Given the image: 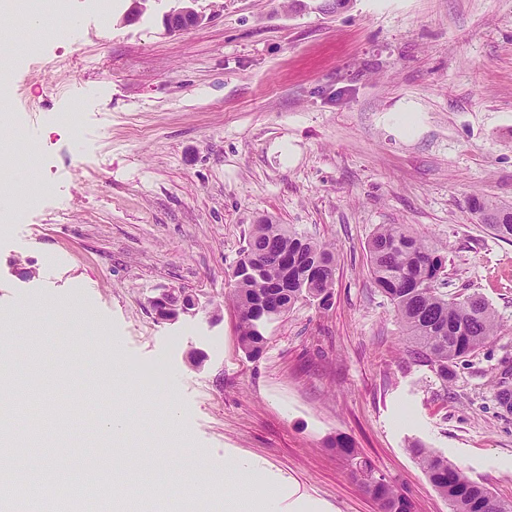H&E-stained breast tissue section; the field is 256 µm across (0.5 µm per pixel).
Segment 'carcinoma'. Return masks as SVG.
Segmentation results:
<instances>
[{"label": "carcinoma", "instance_id": "1", "mask_svg": "<svg viewBox=\"0 0 512 512\" xmlns=\"http://www.w3.org/2000/svg\"><path fill=\"white\" fill-rule=\"evenodd\" d=\"M470 211L496 236L512 241V206L470 197ZM374 284L391 301L403 329L402 347L416 363L448 382L449 366L466 361L501 329L499 317L483 297L450 300L440 290L446 249L414 233L406 224H381L367 244ZM333 248L300 235L288 224L253 225L234 271L233 304L239 313V339L259 354L266 342L258 325L283 316L301 300L327 307L335 283ZM451 512H512L459 466L417 441L409 446ZM336 451L347 456L355 477L378 502L380 512H413L410 498L395 483L376 475L343 440Z\"/></svg>", "mask_w": 512, "mask_h": 512}]
</instances>
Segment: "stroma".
<instances>
[{"label":"stroma","mask_w":512,"mask_h":512,"mask_svg":"<svg viewBox=\"0 0 512 512\" xmlns=\"http://www.w3.org/2000/svg\"><path fill=\"white\" fill-rule=\"evenodd\" d=\"M94 12L69 0L67 33L0 56V158L52 192L0 234V314L81 296L77 320L14 323L15 391L32 379L46 447L105 470L135 454L175 476L209 470L189 512H227L234 463L275 493L273 512H379L345 437L414 512H450L412 441L512 505V413L495 399L512 368V242L471 215L481 194L512 204V0H197L204 23L170 33L180 0ZM293 225L336 248L329 307L302 301L238 342L232 272L254 224ZM407 224L446 246L445 293L484 297L502 329L441 382L402 351V327L369 271L367 241ZM175 288L197 315L157 320ZM144 385L151 396L137 399ZM171 406L189 438L155 462ZM130 418L111 438L87 411ZM154 447H146L142 435Z\"/></svg>","instance_id":"stroma-1"}]
</instances>
